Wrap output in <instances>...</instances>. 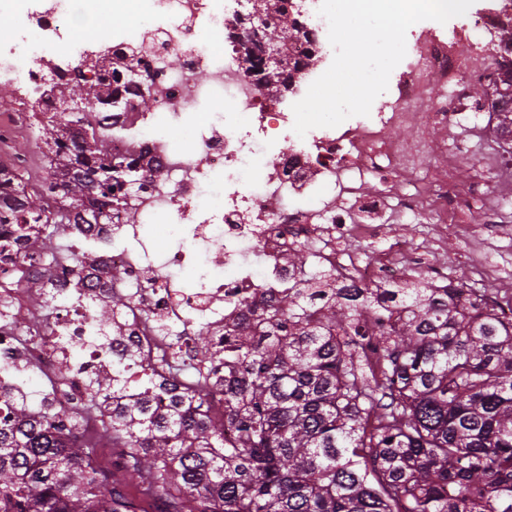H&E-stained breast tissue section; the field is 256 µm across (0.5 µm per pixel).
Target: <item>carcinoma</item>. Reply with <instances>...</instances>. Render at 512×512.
I'll return each mask as SVG.
<instances>
[{
    "mask_svg": "<svg viewBox=\"0 0 512 512\" xmlns=\"http://www.w3.org/2000/svg\"><path fill=\"white\" fill-rule=\"evenodd\" d=\"M286 0H253L250 25L280 55L276 67L248 40L246 70L273 96L292 87L298 60L288 45L309 33ZM490 108L512 127V58L499 63ZM112 77L54 86L102 112H125ZM80 108L41 124L54 147L44 180L50 195H0V253L51 257L60 234L86 236L112 223V183L134 185L164 173L112 155V132ZM299 279L265 316L234 325L222 351L195 336L194 386L141 364L135 355L86 381L77 411L44 402L31 415L0 390V512H137L106 487L93 449L120 448L123 480L163 504L160 512H512V318L485 294L446 288H336L324 271L305 277L307 258H285ZM127 299L113 295L93 316L121 332Z\"/></svg>",
    "mask_w": 512,
    "mask_h": 512,
    "instance_id": "carcinoma-1",
    "label": "carcinoma"
}]
</instances>
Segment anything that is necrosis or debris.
Wrapping results in <instances>:
<instances>
[{
  "instance_id": "4bbe7bcc",
  "label": "necrosis or debris",
  "mask_w": 512,
  "mask_h": 512,
  "mask_svg": "<svg viewBox=\"0 0 512 512\" xmlns=\"http://www.w3.org/2000/svg\"><path fill=\"white\" fill-rule=\"evenodd\" d=\"M146 2L136 23L118 26L114 18L125 13L127 0H0V15L14 20L0 31V84L16 94L0 112V151L25 135L23 113L61 111L49 93L53 85L78 74L97 80L100 70L74 22L81 15L116 51L112 69L123 68L124 53L137 52L140 88L153 100L152 111L128 113L131 133L113 131L114 152L137 144L167 176L144 190L125 189L124 208L112 214L117 239L97 253L99 273L83 279L80 299L61 286L73 268L65 260L49 270L42 259H25V270L51 277L40 298L23 288L0 289V300L27 316L22 330L0 318V385L13 387V369L32 364L58 403L75 404L86 377L104 371L123 350L162 372L173 358L190 356L198 330L223 347L225 325L268 311L281 286L295 278L284 256L301 242L325 236L321 261L341 282L383 285L427 270V262L404 247L366 260L345 245L371 237L372 219L388 215L393 176L411 177L417 157L448 149L444 140L396 139L395 130L448 127L466 105L459 97L432 95V87L462 82L476 52H503L502 9L471 13L464 40L432 27L411 31L406 55L369 115L301 138L293 131V111L280 109L245 71L231 41L249 32V0ZM303 3L310 38L298 40L292 52L301 58L311 50L315 58L294 87L298 99L334 58L328 23L317 13L320 0ZM208 31L222 34V46L207 45ZM370 177L383 189L368 201L361 185ZM436 180V199L415 211L420 222L444 224L453 213L470 224L477 214L501 208L492 185H485L475 211L451 170L438 171ZM173 269L195 277L175 284ZM105 279L128 304L122 335L97 340L91 307L103 299Z\"/></svg>"
}]
</instances>
